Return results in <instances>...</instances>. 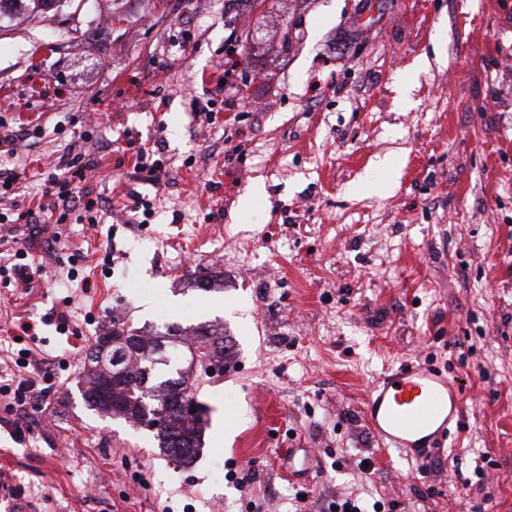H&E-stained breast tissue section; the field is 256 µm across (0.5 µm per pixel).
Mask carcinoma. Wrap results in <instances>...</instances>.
<instances>
[{
	"instance_id": "obj_1",
	"label": "carcinoma",
	"mask_w": 512,
	"mask_h": 512,
	"mask_svg": "<svg viewBox=\"0 0 512 512\" xmlns=\"http://www.w3.org/2000/svg\"><path fill=\"white\" fill-rule=\"evenodd\" d=\"M17 8L28 4V10L37 17L51 5H60L62 0H0V16L5 4ZM197 342L183 351L189 363L200 357L199 368L209 362L224 363V337L200 325L192 329ZM183 345V335L171 330L153 336H143L122 326L112 327L111 335L101 336L90 353L96 363L112 357V350H124L125 358L133 360V366L116 377L102 366L85 381L83 397L93 409L122 417L132 426L143 424L161 411L167 420L164 428L156 431L159 447L179 465L192 462L197 448V433L202 421V409L195 395L196 379L191 375L177 374L161 381L157 366L165 356L166 344ZM197 412H192V408Z\"/></svg>"
}]
</instances>
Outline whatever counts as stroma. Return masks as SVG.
Wrapping results in <instances>:
<instances>
[{
	"label": "stroma",
	"mask_w": 512,
	"mask_h": 512,
	"mask_svg": "<svg viewBox=\"0 0 512 512\" xmlns=\"http://www.w3.org/2000/svg\"><path fill=\"white\" fill-rule=\"evenodd\" d=\"M0 123L29 131L0 212L71 149L106 202L62 224L65 250L36 244L30 293L0 279V370L27 377L26 321L53 357L22 414L0 408V512H512V0H67L0 20ZM67 302L72 341L50 320ZM115 319L223 333L190 465L83 399ZM416 359L465 399L428 474L363 412Z\"/></svg>",
	"instance_id": "1"
}]
</instances>
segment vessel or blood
Instances as JSON below:
<instances>
[{
    "label": "vessel or blood",
    "instance_id": "vessel-or-blood-1",
    "mask_svg": "<svg viewBox=\"0 0 512 512\" xmlns=\"http://www.w3.org/2000/svg\"><path fill=\"white\" fill-rule=\"evenodd\" d=\"M463 397L428 363H404L376 380L365 403L366 422L382 446L423 459L451 433Z\"/></svg>",
    "mask_w": 512,
    "mask_h": 512
}]
</instances>
